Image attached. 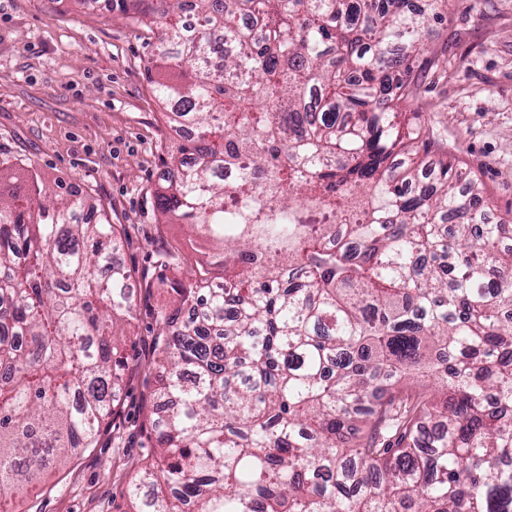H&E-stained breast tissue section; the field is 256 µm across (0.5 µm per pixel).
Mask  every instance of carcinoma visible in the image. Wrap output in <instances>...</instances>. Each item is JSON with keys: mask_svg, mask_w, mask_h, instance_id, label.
I'll use <instances>...</instances> for the list:
<instances>
[{"mask_svg": "<svg viewBox=\"0 0 512 512\" xmlns=\"http://www.w3.org/2000/svg\"><path fill=\"white\" fill-rule=\"evenodd\" d=\"M118 2L156 25L154 91L196 132L156 209L208 245L156 312L137 512H512V221L404 111L448 0H194L190 33L184 0ZM126 237L0 167L5 495L115 414Z\"/></svg>", "mask_w": 512, "mask_h": 512, "instance_id": "1", "label": "carcinoma"}]
</instances>
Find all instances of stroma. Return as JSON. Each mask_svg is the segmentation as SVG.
Masks as SVG:
<instances>
[{
	"instance_id": "stroma-1",
	"label": "stroma",
	"mask_w": 512,
	"mask_h": 512,
	"mask_svg": "<svg viewBox=\"0 0 512 512\" xmlns=\"http://www.w3.org/2000/svg\"><path fill=\"white\" fill-rule=\"evenodd\" d=\"M158 40L108 0H0V162L75 186L111 223L125 225L119 259L148 272L133 284L137 317L122 349L127 370L116 431L18 503L20 512H132L130 478L154 450L142 429L155 385L154 313L172 294L157 286L159 253L194 259L188 225L153 207L164 159L181 142L148 69ZM411 73V109L429 112L443 150L512 211V0H448Z\"/></svg>"
}]
</instances>
